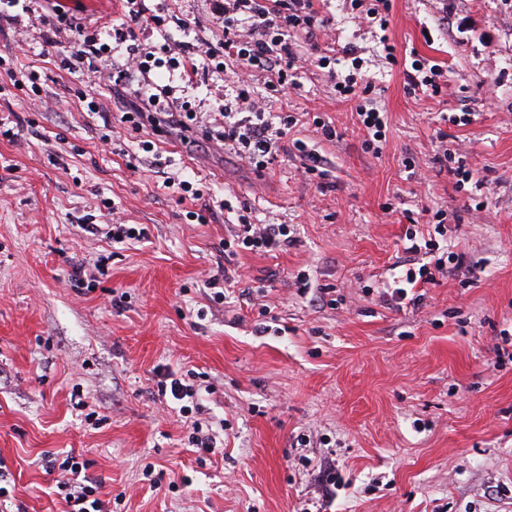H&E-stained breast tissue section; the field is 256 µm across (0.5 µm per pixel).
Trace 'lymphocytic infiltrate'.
Listing matches in <instances>:
<instances>
[{"label": "lymphocytic infiltrate", "instance_id": "obj_1", "mask_svg": "<svg viewBox=\"0 0 512 512\" xmlns=\"http://www.w3.org/2000/svg\"><path fill=\"white\" fill-rule=\"evenodd\" d=\"M128 11L120 23L99 27L84 36L72 51L67 62L70 71L83 76L97 73L95 60L110 42H126L134 36V27L143 21L160 23V16H148L143 0H126ZM320 0H217L216 10L224 17V41L221 47L201 41L192 55H182V42L174 41L163 48V58L156 64L192 78L200 69L208 68L213 61H222L225 76L234 78L237 96L249 100L245 112L221 110V122L211 126L205 134L208 142L224 145L232 154L255 168L264 170L275 156L272 145L285 138L294 119L291 115L273 117L266 112L264 101H250L247 74L261 70L275 80L282 91L299 89V77L306 60L293 52L288 37L291 30L299 29L306 36H313ZM145 61L114 67L108 81L117 95H128L130 108L122 115L123 121L135 129L151 126L156 135L178 136L183 143L195 137L194 116L189 112L174 111L167 102L168 87L151 82ZM329 77L338 84L341 97L357 101L358 121L367 133L366 148L378 150L386 138L387 118L384 112L365 106L364 101L372 91L368 79H357L353 74L331 71ZM294 240L287 224H254L239 217L225 248L238 247L252 253H267L288 247ZM440 245L426 238L418 230H406L403 238L404 253L423 256L419 267H409L395 276L383 289V299L391 304L419 302V288L433 282L434 272L444 271L446 260L439 256ZM42 467L49 472L65 473L58 482L59 496L67 505V512H104L102 481L87 474L88 463L73 452L48 454L41 459Z\"/></svg>", "mask_w": 512, "mask_h": 512}]
</instances>
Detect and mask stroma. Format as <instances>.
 <instances>
[{"mask_svg": "<svg viewBox=\"0 0 512 512\" xmlns=\"http://www.w3.org/2000/svg\"><path fill=\"white\" fill-rule=\"evenodd\" d=\"M59 2L67 20L49 0H27L19 22L0 23V117L14 132L0 135V460L19 489L0 512H64L41 458L67 450L114 493L107 512H512V362L498 360L512 327V0H391L385 32L356 19L353 0H327L315 39L296 47L355 48L388 129L380 153L365 150L355 102L317 66L299 90L268 96L273 111L299 118L289 139L328 158L324 181L284 148L264 172L174 136L143 152L151 129L133 130L112 91L64 66L78 27L120 20L123 0ZM146 6L165 30L139 25L98 67L161 45L166 31L189 44L224 40L213 0ZM384 33L442 67L440 93L406 90ZM150 77L196 113L200 134L224 103L248 109L214 68L191 85L163 69ZM454 113L469 123H448ZM317 116L336 138L316 133ZM444 144L487 184L485 209L435 164ZM182 179L237 198L253 223L293 225L294 244L225 253L235 214L198 223L204 203L180 202ZM439 209L449 250L476 276L439 274L420 305L385 304L377 290L406 229ZM112 218L146 239L116 245L84 230ZM76 266L81 288L68 281ZM298 272L329 289L331 304L311 305ZM223 273L238 291L266 288L269 314L238 297L211 302L207 281ZM189 370L196 420L227 424L223 451L202 459L186 446L184 418L154 396L168 372ZM329 463L342 482L326 497L319 471ZM148 464L160 483L144 475Z\"/></svg>", "mask_w": 512, "mask_h": 512, "instance_id": "1", "label": "stroma"}]
</instances>
